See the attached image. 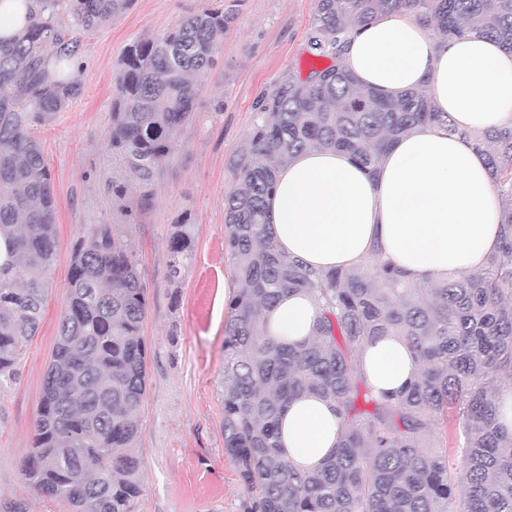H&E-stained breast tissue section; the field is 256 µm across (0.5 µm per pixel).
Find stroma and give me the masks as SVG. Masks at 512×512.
<instances>
[{
  "label": "stroma",
  "mask_w": 512,
  "mask_h": 512,
  "mask_svg": "<svg viewBox=\"0 0 512 512\" xmlns=\"http://www.w3.org/2000/svg\"><path fill=\"white\" fill-rule=\"evenodd\" d=\"M220 0H136L126 14L84 35L81 96L37 129L58 203V250L46 314L26 349L19 384L0 393V503L27 512H67L18 479L31 447L45 372L57 339L68 268L78 236L108 224L128 243L148 283L143 337L147 390L133 445L142 492L133 512H243L247 497L224 455V325L232 268L224 246V198L233 161L255 123L254 103L288 72H308L306 38L314 0H241L217 66L202 82L194 117L176 129L178 150L155 170L150 200L124 157L108 144L115 75L125 47L157 38ZM188 223L193 256L168 278L173 227Z\"/></svg>",
  "instance_id": "35a3bbf8"
}]
</instances>
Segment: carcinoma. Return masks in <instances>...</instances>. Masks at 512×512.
I'll list each match as a JSON object with an SVG mask.
<instances>
[{"label":"carcinoma","mask_w":512,"mask_h":512,"mask_svg":"<svg viewBox=\"0 0 512 512\" xmlns=\"http://www.w3.org/2000/svg\"><path fill=\"white\" fill-rule=\"evenodd\" d=\"M70 4L71 26L60 23ZM135 0H33L15 37L0 38V391L17 384L26 347L48 300L57 247V203L34 126L82 93L68 76L80 36L125 14ZM178 20L161 37L127 46L112 100L109 145L151 195L156 166L173 156L174 129L193 116L201 79L217 64L233 4ZM402 9L442 38L474 31L512 51V0H316L307 52L331 64L306 77L282 75L256 101L260 117L235 163L225 196V252L238 281L224 327V454L247 491L244 512H512V434L498 422L500 384L512 381V126L474 136L486 148L503 197L499 249L483 272L412 281L380 254L375 276L316 272L283 258L265 223L278 163L307 148L345 150L363 167L389 140L431 123L453 134L448 113L421 91L386 98L359 88L340 62L353 27ZM54 61L57 75L48 76ZM191 236L169 241V276L188 266ZM304 291L319 315L310 340L275 342L261 312ZM146 284L128 244L97 225L76 242L32 448L20 478L70 512H133L142 492L132 447L146 392ZM393 334L421 362L404 391L377 396L360 367L362 346ZM310 393L338 406L343 436L334 453L300 470L278 440L281 406ZM363 397L372 409H361ZM461 450L460 478L448 467V429Z\"/></svg>","instance_id":"carcinoma-1"}]
</instances>
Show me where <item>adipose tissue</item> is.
Returning <instances> with one entry per match:
<instances>
[{"mask_svg":"<svg viewBox=\"0 0 512 512\" xmlns=\"http://www.w3.org/2000/svg\"><path fill=\"white\" fill-rule=\"evenodd\" d=\"M359 85L397 96L423 89L457 134L421 126L398 137L376 171L333 148L297 153L277 172L266 206L278 250L324 271L361 269L372 253L417 281L480 272L500 243L501 198L471 133L512 124V53L478 33L439 42L412 14L357 25L340 56ZM318 310L303 292L263 314L267 335L301 342ZM360 363L375 393L415 381L421 365L399 337L364 345ZM335 403L314 395L283 410L281 443L309 468L337 448Z\"/></svg>","mask_w":512,"mask_h":512,"instance_id":"ef3b65f1","label":"adipose tissue"}]
</instances>
